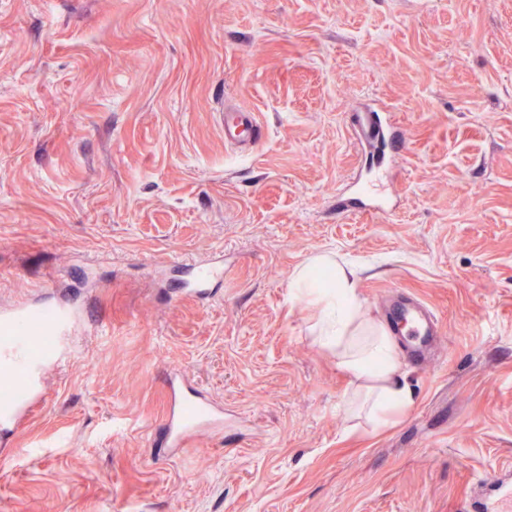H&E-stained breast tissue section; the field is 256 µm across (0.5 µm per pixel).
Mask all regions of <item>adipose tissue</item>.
Returning <instances> with one entry per match:
<instances>
[{"mask_svg":"<svg viewBox=\"0 0 512 512\" xmlns=\"http://www.w3.org/2000/svg\"><path fill=\"white\" fill-rule=\"evenodd\" d=\"M358 284L356 268L335 254L321 253L295 271L291 288L293 295L321 307L315 336L354 379L351 411L384 426L412 406L413 394L404 383L392 334L363 311Z\"/></svg>","mask_w":512,"mask_h":512,"instance_id":"adipose-tissue-1","label":"adipose tissue"}]
</instances>
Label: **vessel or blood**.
I'll return each mask as SVG.
<instances>
[{
	"label": "vessel or blood",
	"instance_id": "vessel-or-blood-1",
	"mask_svg": "<svg viewBox=\"0 0 512 512\" xmlns=\"http://www.w3.org/2000/svg\"><path fill=\"white\" fill-rule=\"evenodd\" d=\"M368 143L378 149L397 153L404 149L401 132L391 123L388 113L377 111L365 119ZM260 127L254 113L225 110L224 141L247 151L257 142ZM193 288L196 295L206 294L214 283L223 281L224 265L213 260L193 262ZM410 336L428 342L438 330L432 314L419 306L403 307L398 315ZM79 312L67 304L31 301L0 310V366L20 377L16 395L8 406L0 408V432L11 431L42 399V381L47 366H62L71 350ZM51 337L49 348H41V337ZM170 407L163 420L167 444L172 448L188 446L205 430L216 431L224 425V412L201 390L171 375Z\"/></svg>",
	"mask_w": 512,
	"mask_h": 512
}]
</instances>
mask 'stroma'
I'll use <instances>...</instances> for the list:
<instances>
[{"instance_id":"stroma-1","label":"stroma","mask_w":512,"mask_h":512,"mask_svg":"<svg viewBox=\"0 0 512 512\" xmlns=\"http://www.w3.org/2000/svg\"><path fill=\"white\" fill-rule=\"evenodd\" d=\"M377 102L390 208L337 214ZM326 251L369 314L411 295L442 331L383 428L290 295ZM215 255L223 288L175 300L174 260ZM41 295L83 312L80 360L0 442V512H469L512 475V0H0V306ZM173 372L224 407L186 448ZM260 127L253 112L224 109V141L241 151L257 142ZM376 113L364 120L368 143L376 149L388 148L390 153H397L405 148L401 132L391 123L389 114L382 110L369 109Z\"/></svg>"}]
</instances>
